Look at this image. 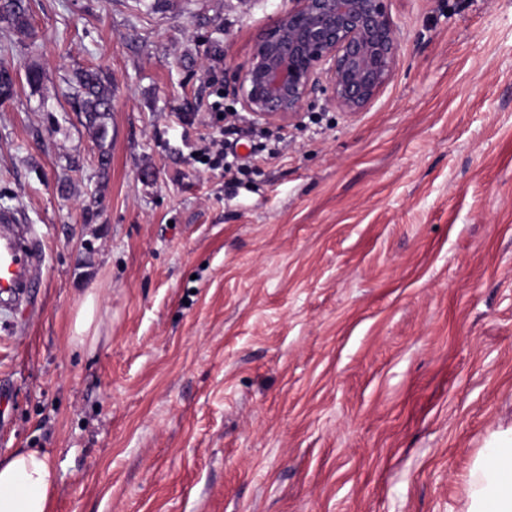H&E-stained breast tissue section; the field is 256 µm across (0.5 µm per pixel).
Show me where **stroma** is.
I'll return each mask as SVG.
<instances>
[{"label": "stroma", "mask_w": 512, "mask_h": 512, "mask_svg": "<svg viewBox=\"0 0 512 512\" xmlns=\"http://www.w3.org/2000/svg\"><path fill=\"white\" fill-rule=\"evenodd\" d=\"M293 5L29 0L32 36L0 22V211L46 253L40 315L10 335L0 309V458L48 455L53 512H461L512 426V0H389L374 102L316 95L281 157L227 181L196 159L198 79L222 55L240 106L233 73ZM83 69L112 87L102 140Z\"/></svg>", "instance_id": "1"}]
</instances>
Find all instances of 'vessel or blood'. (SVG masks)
<instances>
[{
	"mask_svg": "<svg viewBox=\"0 0 512 512\" xmlns=\"http://www.w3.org/2000/svg\"><path fill=\"white\" fill-rule=\"evenodd\" d=\"M44 276V257L32 225L0 211V303L32 309Z\"/></svg>",
	"mask_w": 512,
	"mask_h": 512,
	"instance_id": "b4317fda",
	"label": "vessel or blood"
}]
</instances>
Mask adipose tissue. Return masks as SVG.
<instances>
[{
  "label": "adipose tissue",
  "instance_id": "obj_1",
  "mask_svg": "<svg viewBox=\"0 0 512 512\" xmlns=\"http://www.w3.org/2000/svg\"><path fill=\"white\" fill-rule=\"evenodd\" d=\"M56 472L31 449L0 460V512H51ZM465 512H512V428L497 433L472 469Z\"/></svg>",
  "mask_w": 512,
  "mask_h": 512
}]
</instances>
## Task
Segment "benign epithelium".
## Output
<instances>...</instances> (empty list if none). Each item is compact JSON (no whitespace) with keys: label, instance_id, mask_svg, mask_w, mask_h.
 Segmentation results:
<instances>
[{"label":"benign epithelium","instance_id":"7a95c632","mask_svg":"<svg viewBox=\"0 0 512 512\" xmlns=\"http://www.w3.org/2000/svg\"><path fill=\"white\" fill-rule=\"evenodd\" d=\"M256 37L236 75L254 122L286 127L323 90L347 114L390 82L400 47L387 0H295Z\"/></svg>","mask_w":512,"mask_h":512}]
</instances>
